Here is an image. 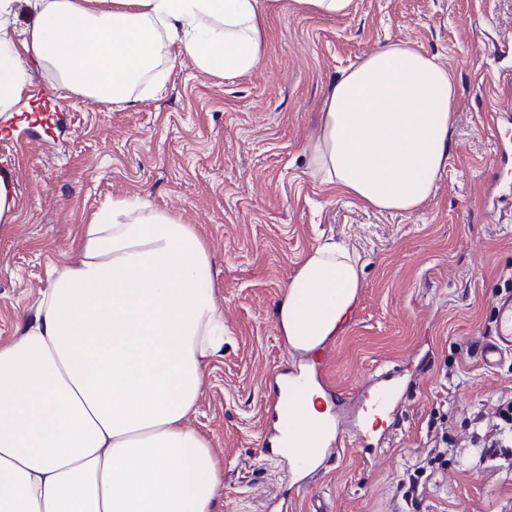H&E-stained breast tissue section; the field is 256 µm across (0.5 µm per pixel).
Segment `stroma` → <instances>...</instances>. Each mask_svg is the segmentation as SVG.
<instances>
[{"label":"stroma","mask_w":512,"mask_h":512,"mask_svg":"<svg viewBox=\"0 0 512 512\" xmlns=\"http://www.w3.org/2000/svg\"><path fill=\"white\" fill-rule=\"evenodd\" d=\"M393 42L453 70L455 121L433 196L408 215L377 211L321 184L307 146L324 91L350 64ZM260 65L224 78L171 54L163 88L143 78L129 100L101 107L33 67L31 88L55 98L51 142L16 123L22 97L0 112L13 144L0 171L18 196L0 227V341L33 316L52 268L64 264L92 214L127 197L193 225L211 255L215 302L230 332L209 363L190 424L224 462L217 512H406L403 474L429 451L431 420L447 415L462 441L432 475L419 512H512V466L480 461L464 424L512 392V357L494 370L481 343L495 302L512 297V159L496 165L487 109L512 121V0H354L324 18L278 0ZM336 239L364 262L363 286L328 367L347 405H361L382 368L403 374L386 448L349 444L309 472L266 457L276 376L300 358L274 308L316 241Z\"/></svg>","instance_id":"35a3bbf8"}]
</instances>
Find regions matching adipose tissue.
I'll return each instance as SVG.
<instances>
[{"mask_svg": "<svg viewBox=\"0 0 512 512\" xmlns=\"http://www.w3.org/2000/svg\"><path fill=\"white\" fill-rule=\"evenodd\" d=\"M272 3L0 0V112L34 64L105 106L174 51L206 73L249 72ZM22 4L31 22L20 33ZM455 98L448 66L412 45L361 58L326 90L313 176L365 206L414 213L448 162ZM362 272L344 243L306 252L275 309L291 352L338 334ZM225 333L191 225L129 198L95 213L34 316L0 343V512H216L223 463L187 419ZM324 399L309 378L289 380L285 451L325 442Z\"/></svg>", "mask_w": 512, "mask_h": 512, "instance_id": "adipose-tissue-1", "label": "adipose tissue"}]
</instances>
